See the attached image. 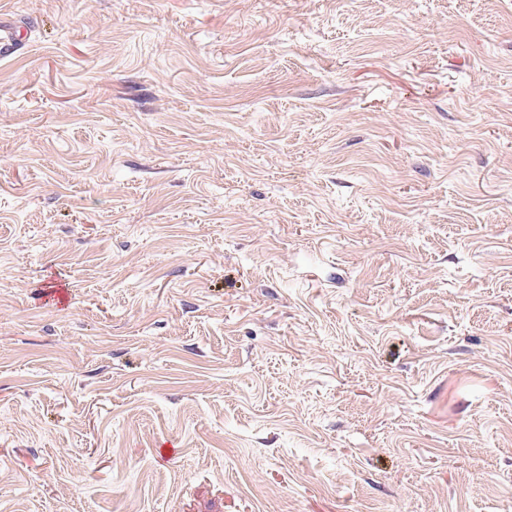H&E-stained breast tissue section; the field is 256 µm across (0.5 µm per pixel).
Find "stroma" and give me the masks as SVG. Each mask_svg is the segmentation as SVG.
<instances>
[{"label":"stroma","mask_w":512,"mask_h":512,"mask_svg":"<svg viewBox=\"0 0 512 512\" xmlns=\"http://www.w3.org/2000/svg\"><path fill=\"white\" fill-rule=\"evenodd\" d=\"M0 18V512H512V0Z\"/></svg>","instance_id":"obj_1"}]
</instances>
